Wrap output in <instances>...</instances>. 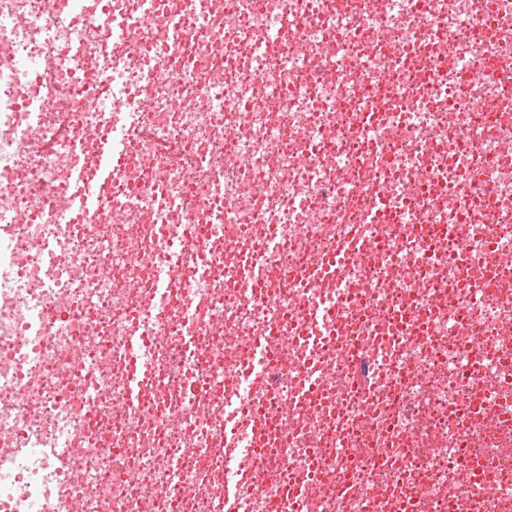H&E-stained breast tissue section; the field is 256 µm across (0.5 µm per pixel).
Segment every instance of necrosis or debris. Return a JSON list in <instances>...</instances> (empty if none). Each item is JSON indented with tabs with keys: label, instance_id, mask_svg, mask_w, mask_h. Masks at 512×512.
Segmentation results:
<instances>
[{
	"label": "necrosis or debris",
	"instance_id": "obj_1",
	"mask_svg": "<svg viewBox=\"0 0 512 512\" xmlns=\"http://www.w3.org/2000/svg\"><path fill=\"white\" fill-rule=\"evenodd\" d=\"M141 2L0 0V512H216L231 480L245 512H512V0ZM107 11L129 28L115 94L135 135L105 194L136 202L60 224L65 143L106 129L87 104ZM287 21L297 37L268 44ZM161 193L180 199L163 228ZM132 336L158 382L127 407ZM240 432L258 446L225 465Z\"/></svg>",
	"mask_w": 512,
	"mask_h": 512
}]
</instances>
